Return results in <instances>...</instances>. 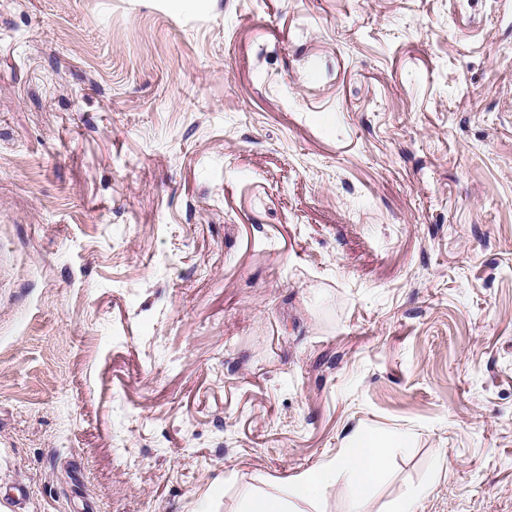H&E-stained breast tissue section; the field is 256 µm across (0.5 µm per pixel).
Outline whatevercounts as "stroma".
<instances>
[{
	"label": "stroma",
	"mask_w": 512,
	"mask_h": 512,
	"mask_svg": "<svg viewBox=\"0 0 512 512\" xmlns=\"http://www.w3.org/2000/svg\"><path fill=\"white\" fill-rule=\"evenodd\" d=\"M512 512V0H0V505ZM408 436L388 437L375 429H365L351 436L338 459L319 465L289 478L287 496L267 491L258 484L246 487L241 493L240 512H296L290 510L289 497L311 502L336 483V473L345 472L353 490L351 512H371L369 494L384 476L387 469L388 448L405 447Z\"/></svg>",
	"instance_id": "35a3bbf8"
}]
</instances>
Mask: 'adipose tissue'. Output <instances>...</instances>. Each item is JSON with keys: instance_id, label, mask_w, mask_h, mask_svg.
<instances>
[{"instance_id": "adipose-tissue-1", "label": "adipose tissue", "mask_w": 512, "mask_h": 512, "mask_svg": "<svg viewBox=\"0 0 512 512\" xmlns=\"http://www.w3.org/2000/svg\"><path fill=\"white\" fill-rule=\"evenodd\" d=\"M408 436L389 437L375 429H365L351 436L340 458L303 471L289 480L288 495L251 485L241 493V512H291L292 501L311 502L336 482L337 471H344L353 490L352 512H371L369 494L387 469V451L406 446Z\"/></svg>"}]
</instances>
